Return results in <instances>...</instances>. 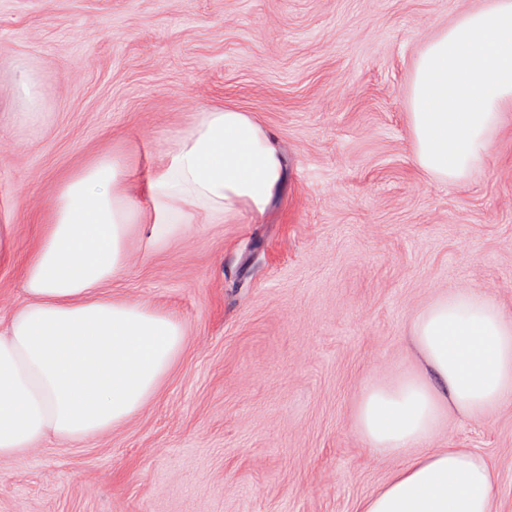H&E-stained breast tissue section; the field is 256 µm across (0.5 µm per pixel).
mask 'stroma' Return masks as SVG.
Masks as SVG:
<instances>
[{
	"label": "stroma",
	"mask_w": 512,
	"mask_h": 512,
	"mask_svg": "<svg viewBox=\"0 0 512 512\" xmlns=\"http://www.w3.org/2000/svg\"><path fill=\"white\" fill-rule=\"evenodd\" d=\"M490 0H0V319L59 187L119 155L149 184L202 108L252 113L286 183L260 223L146 228L113 294L179 316L185 346L111 433L0 461V512H355L398 467L353 430L362 387L414 371L417 313L480 288L512 320V105L466 180L414 160L409 75L426 41ZM43 78L27 113L14 70ZM435 448L492 462L512 512V400L451 414Z\"/></svg>",
	"instance_id": "1"
}]
</instances>
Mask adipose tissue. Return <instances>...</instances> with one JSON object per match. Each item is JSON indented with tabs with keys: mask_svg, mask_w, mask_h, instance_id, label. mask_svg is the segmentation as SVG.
I'll return each mask as SVG.
<instances>
[{
	"mask_svg": "<svg viewBox=\"0 0 512 512\" xmlns=\"http://www.w3.org/2000/svg\"><path fill=\"white\" fill-rule=\"evenodd\" d=\"M512 102V0L467 13L428 41L409 77L414 158L460 181L490 150L498 108ZM280 149L252 113L203 109L150 182L151 212L105 156L59 191L23 272V299L0 329V459L19 461L47 436L81 444L112 432L154 398L183 349L182 321L113 296L136 226L161 248L203 216L262 217L282 187ZM411 341L425 373L375 379L362 390L356 432L399 458L357 512H493L495 472L467 448L429 449L448 412L490 417L512 395V322L480 290L438 297Z\"/></svg>",
	"mask_w": 512,
	"mask_h": 512,
	"instance_id": "obj_1",
	"label": "adipose tissue"
}]
</instances>
